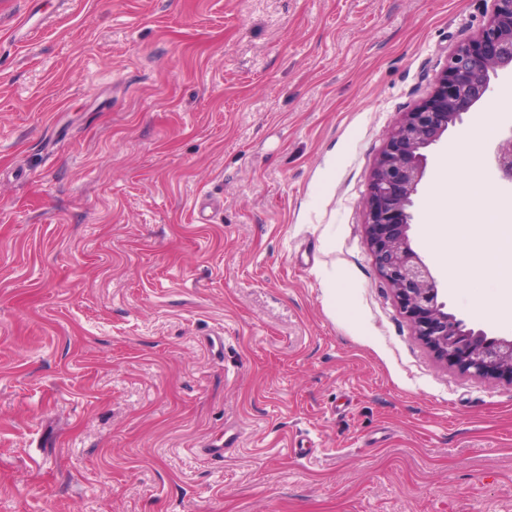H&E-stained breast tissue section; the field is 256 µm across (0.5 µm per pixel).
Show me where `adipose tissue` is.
<instances>
[{
	"label": "adipose tissue",
	"instance_id": "obj_1",
	"mask_svg": "<svg viewBox=\"0 0 512 512\" xmlns=\"http://www.w3.org/2000/svg\"><path fill=\"white\" fill-rule=\"evenodd\" d=\"M489 128V121L478 120L473 130L465 136L463 145L452 147L453 158L470 169L471 176L463 182H455L447 176H440L431 210L433 220L446 214L452 203L461 199L468 200L477 209H484V180L479 172L476 145L486 136ZM452 231L454 237L466 240L470 251L480 255V276L496 284L512 279V256L497 251L494 243L495 232L490 225H456Z\"/></svg>",
	"mask_w": 512,
	"mask_h": 512
}]
</instances>
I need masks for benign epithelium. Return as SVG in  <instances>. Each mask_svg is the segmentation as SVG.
<instances>
[{"label":"benign epithelium","mask_w":512,"mask_h":512,"mask_svg":"<svg viewBox=\"0 0 512 512\" xmlns=\"http://www.w3.org/2000/svg\"><path fill=\"white\" fill-rule=\"evenodd\" d=\"M512 69V0H492V18L471 42L459 46L433 94L398 122L378 160L370 187L368 232L382 277L415 332L436 357L464 372L512 381V337L490 336L447 310L430 265L412 248L415 197L428 150ZM489 160L499 180L512 186V126L492 143Z\"/></svg>","instance_id":"obj_1"}]
</instances>
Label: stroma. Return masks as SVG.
Here are the masks:
<instances>
[{
    "label": "stroma",
    "instance_id": "stroma-1",
    "mask_svg": "<svg viewBox=\"0 0 512 512\" xmlns=\"http://www.w3.org/2000/svg\"><path fill=\"white\" fill-rule=\"evenodd\" d=\"M0 0V512H512V382L381 277L375 166L491 0ZM490 95L428 153L424 224ZM207 223H200V214ZM225 444L223 461L204 453Z\"/></svg>",
    "mask_w": 512,
    "mask_h": 512
}]
</instances>
